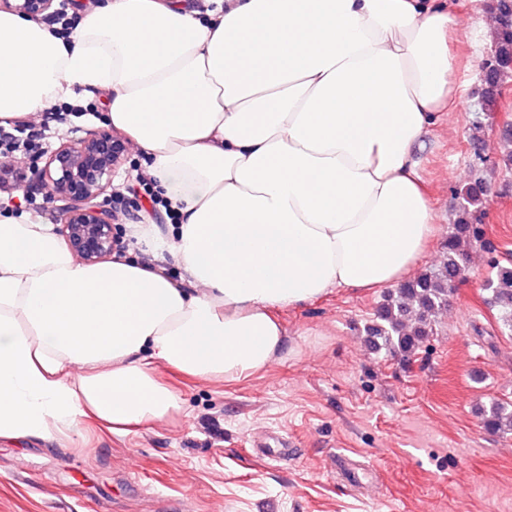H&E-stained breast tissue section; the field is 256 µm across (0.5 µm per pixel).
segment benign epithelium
Listing matches in <instances>:
<instances>
[{
    "instance_id": "7a95c632",
    "label": "benign epithelium",
    "mask_w": 512,
    "mask_h": 512,
    "mask_svg": "<svg viewBox=\"0 0 512 512\" xmlns=\"http://www.w3.org/2000/svg\"><path fill=\"white\" fill-rule=\"evenodd\" d=\"M54 0H20L14 9L32 15L53 8ZM129 152L125 139L110 130L69 140L45 156L41 182L56 208L59 235L85 264L96 263L116 249L115 217L97 199L107 195Z\"/></svg>"
}]
</instances>
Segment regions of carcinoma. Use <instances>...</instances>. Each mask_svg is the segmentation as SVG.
Instances as JSON below:
<instances>
[{
    "label": "carcinoma",
    "instance_id": "cac0c4a2",
    "mask_svg": "<svg viewBox=\"0 0 512 512\" xmlns=\"http://www.w3.org/2000/svg\"><path fill=\"white\" fill-rule=\"evenodd\" d=\"M495 21L490 59L492 67L483 79L481 99L490 105L502 86L512 81V0H486ZM455 220L449 226L445 252L439 266L427 270L389 292L375 319L365 327L375 348L408 357L419 343L436 331L438 317L448 308L454 284L468 270L473 254L488 250L484 219L488 205L485 181L477 178L455 192ZM486 290L491 302L512 327V263L491 260ZM485 427L500 435L512 434V410L497 401L484 414Z\"/></svg>",
    "mask_w": 512,
    "mask_h": 512
}]
</instances>
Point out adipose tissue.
I'll list each match as a JSON object with an SVG mask.
<instances>
[{
	"label": "adipose tissue",
	"instance_id": "1",
	"mask_svg": "<svg viewBox=\"0 0 512 512\" xmlns=\"http://www.w3.org/2000/svg\"><path fill=\"white\" fill-rule=\"evenodd\" d=\"M103 0L72 39L0 11V119L107 93L175 215L144 251L83 264L0 219V439L163 421L199 379L265 370L280 310L403 280L436 233L418 152L458 103V0Z\"/></svg>",
	"mask_w": 512,
	"mask_h": 512
}]
</instances>
